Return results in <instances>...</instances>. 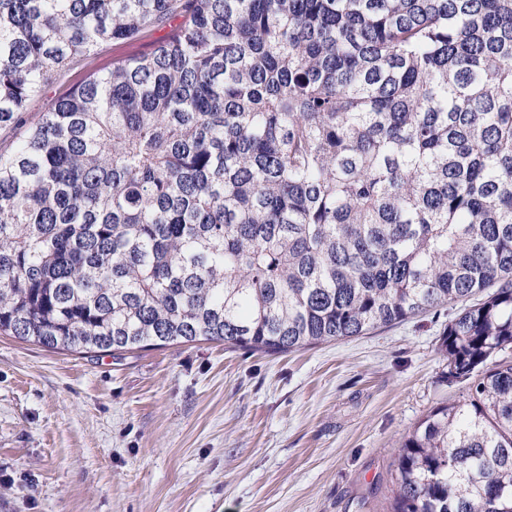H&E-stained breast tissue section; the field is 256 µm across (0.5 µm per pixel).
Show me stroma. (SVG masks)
I'll return each mask as SVG.
<instances>
[{
  "label": "stroma",
  "mask_w": 512,
  "mask_h": 512,
  "mask_svg": "<svg viewBox=\"0 0 512 512\" xmlns=\"http://www.w3.org/2000/svg\"><path fill=\"white\" fill-rule=\"evenodd\" d=\"M108 41L30 106L153 50ZM450 304L288 353L219 341L72 353L0 336V512H389L398 447L446 383Z\"/></svg>",
  "instance_id": "35a3bbf8"
}]
</instances>
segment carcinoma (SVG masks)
<instances>
[{
	"instance_id": "cac0c4a2",
	"label": "carcinoma",
	"mask_w": 512,
	"mask_h": 512,
	"mask_svg": "<svg viewBox=\"0 0 512 512\" xmlns=\"http://www.w3.org/2000/svg\"><path fill=\"white\" fill-rule=\"evenodd\" d=\"M167 26L0 150V335L286 353L482 294L390 512H512V0H0V129ZM169 28L145 30L134 41H107L91 52L85 60L74 65L64 75L50 84L30 106L29 118L51 109L57 99L70 88L95 74L112 69V64L129 56L149 53L160 42Z\"/></svg>"
}]
</instances>
